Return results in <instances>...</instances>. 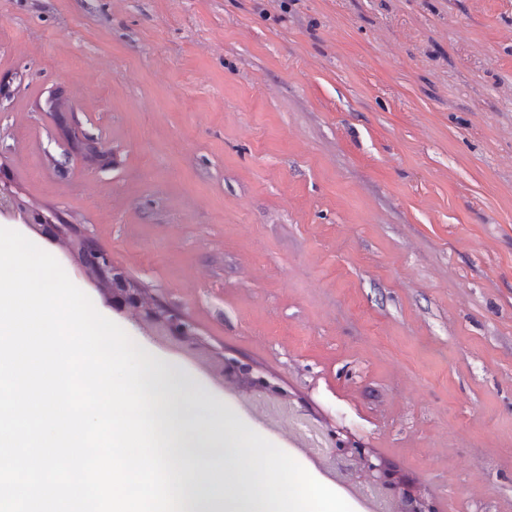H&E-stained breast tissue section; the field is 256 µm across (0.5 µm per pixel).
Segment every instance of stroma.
Listing matches in <instances>:
<instances>
[{
	"label": "stroma",
	"mask_w": 512,
	"mask_h": 512,
	"mask_svg": "<svg viewBox=\"0 0 512 512\" xmlns=\"http://www.w3.org/2000/svg\"><path fill=\"white\" fill-rule=\"evenodd\" d=\"M1 177L319 435L438 512H512V0H0ZM62 267L199 407L373 512Z\"/></svg>",
	"instance_id": "stroma-1"
}]
</instances>
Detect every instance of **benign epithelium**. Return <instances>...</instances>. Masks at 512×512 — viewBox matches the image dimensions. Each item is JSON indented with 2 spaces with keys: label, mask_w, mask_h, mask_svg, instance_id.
<instances>
[{
  "label": "benign epithelium",
  "mask_w": 512,
  "mask_h": 512,
  "mask_svg": "<svg viewBox=\"0 0 512 512\" xmlns=\"http://www.w3.org/2000/svg\"><path fill=\"white\" fill-rule=\"evenodd\" d=\"M0 221L19 224L60 247L105 303L153 336H170L183 348L206 360L222 385L252 404L286 402L287 393L275 377L254 371L252 365L222 352H210L196 326L164 304L149 289L140 286L112 259V254L72 224L34 207L11 187L0 182ZM332 448L326 464L360 493H383L391 512H437L428 495L405 483L385 461L362 444L344 440L331 431Z\"/></svg>",
  "instance_id": "obj_1"
}]
</instances>
